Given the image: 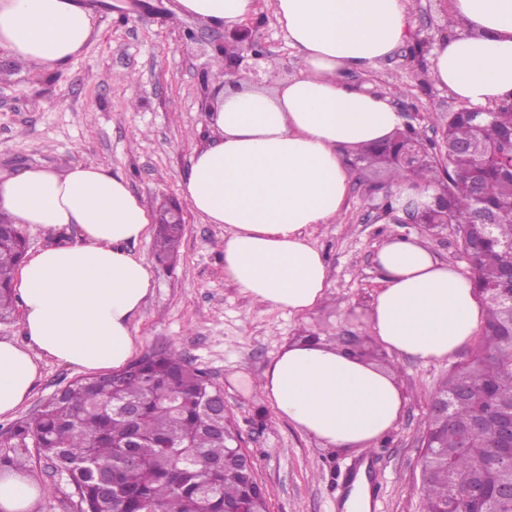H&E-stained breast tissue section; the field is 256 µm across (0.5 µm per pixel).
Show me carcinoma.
<instances>
[{
    "label": "carcinoma",
    "mask_w": 512,
    "mask_h": 512,
    "mask_svg": "<svg viewBox=\"0 0 512 512\" xmlns=\"http://www.w3.org/2000/svg\"><path fill=\"white\" fill-rule=\"evenodd\" d=\"M442 142L425 147L417 165L404 158L420 139L406 127L386 142L353 154L352 165L374 182L408 175L437 187L444 206L426 216L457 227L468 247L472 276L487 312L470 360L455 366L438 395L470 390L474 399L493 393L512 403V355L506 336L512 282V97L489 112L464 108L440 118ZM159 214L155 252L164 262L177 256L181 229ZM492 223L485 224V218ZM26 253L20 226L0 213V320L13 315L12 280ZM214 389L204 372L175 350L146 354L107 375L78 378L48 398L38 413L17 422L10 439L32 444L39 456L69 475L81 512H224V504L245 502L255 509L254 475L224 470L237 432L231 419L210 407ZM474 399L448 400V417L462 422ZM426 434L437 433L421 456L422 489L429 512H512L490 493L470 496L478 468L492 463L490 428L470 431L467 447L453 424L428 416Z\"/></svg>",
    "instance_id": "carcinoma-1"
}]
</instances>
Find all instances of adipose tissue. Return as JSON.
I'll return each mask as SVG.
<instances>
[{"label": "adipose tissue", "mask_w": 512, "mask_h": 512, "mask_svg": "<svg viewBox=\"0 0 512 512\" xmlns=\"http://www.w3.org/2000/svg\"><path fill=\"white\" fill-rule=\"evenodd\" d=\"M180 13L236 27L257 0H178ZM297 71L274 88L224 78L210 107V140L182 192L193 212L222 224L224 274L253 301L301 314L328 294L326 262L304 235L342 212L345 150L388 139L403 118L388 97L349 84L406 36L405 0H276ZM457 33L434 50L436 81L476 106L512 95V0H449ZM94 33L77 0H0V50L39 70L62 68ZM0 211L36 225L50 245L27 253L13 278L23 341L0 339V416L31 396L43 358L78 369L123 366L134 321L152 292L150 266L131 249L153 217L120 173L85 160L0 174ZM74 226V240L59 242ZM381 286L370 307L379 342L398 357L443 359L484 322L472 281L418 241L395 236L375 256ZM262 393L278 415L329 448L365 451L397 425L396 376L347 349L310 338L284 347ZM44 489L32 473H0V512H33Z\"/></svg>", "instance_id": "1"}]
</instances>
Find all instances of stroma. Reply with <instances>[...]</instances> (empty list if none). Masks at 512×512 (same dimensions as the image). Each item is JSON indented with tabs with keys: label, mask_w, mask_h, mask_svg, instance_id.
Masks as SVG:
<instances>
[{
	"label": "stroma",
	"mask_w": 512,
	"mask_h": 512,
	"mask_svg": "<svg viewBox=\"0 0 512 512\" xmlns=\"http://www.w3.org/2000/svg\"><path fill=\"white\" fill-rule=\"evenodd\" d=\"M95 34L63 68L39 72L17 66L0 51V173L30 165L63 169L91 160L122 173L151 211L173 200L184 206L185 226L173 265L157 263L153 238L133 247L151 265L155 288L135 320L137 356L169 349L205 371L224 393L229 416L254 459L270 512H346L362 457L324 447L281 419L263 398L264 371L288 343L312 336L396 370L405 405L399 423L373 446L366 484L378 487L369 512H424L420 454L423 418L449 370L469 349L421 362L398 358L376 339L369 319L379 288L378 246L389 236L420 240L440 261L469 274L454 225L404 223L402 211L383 207L386 190L370 192L371 177L351 171L337 220L313 224L307 239L325 257L329 297L302 315L254 305L224 277L219 244L224 227L186 209L181 183L208 132L204 96L221 88L214 78L216 45L227 30L176 12L177 0H91ZM251 26L260 37L267 86L295 74L296 51L275 16V0H258ZM409 31L385 59L350 73V84L388 97L427 142L440 136L441 116L466 102L432 76L438 43L454 36L448 0H406ZM78 370L44 359L30 399L0 417V455L28 456V468L46 492L35 512H79L68 476L37 457L33 447L7 442L8 430L77 378Z\"/></svg>",
	"instance_id": "1"
}]
</instances>
